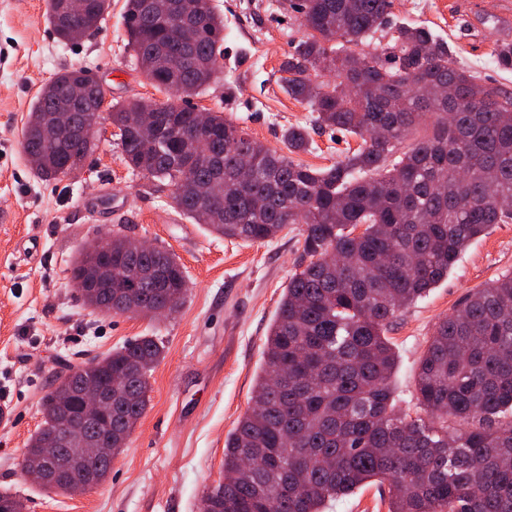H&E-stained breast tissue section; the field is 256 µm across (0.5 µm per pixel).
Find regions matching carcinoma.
Instances as JSON below:
<instances>
[{
  "mask_svg": "<svg viewBox=\"0 0 512 512\" xmlns=\"http://www.w3.org/2000/svg\"><path fill=\"white\" fill-rule=\"evenodd\" d=\"M58 38L97 30L112 0H89L79 16L45 0ZM392 0H289L306 34L281 62L282 86L309 105L312 122L356 136L343 160L314 168L308 129L283 134L288 153L252 138L222 112L197 130L198 95L224 69V19L211 0H126L127 45L162 102L112 105L109 117L130 168L171 188L181 213L228 239L263 242L303 224V260L269 327L265 365L252 406L224 442V481L201 497L200 512H324L326 502L370 481L389 486V512H512V274L469 295L442 319L418 367L423 414H399L391 376V319L448 276L469 242L512 223V92L452 60L448 43L424 25L392 20ZM382 32L386 43L370 41ZM498 67L512 70V43L497 44ZM330 60L333 79L318 80ZM82 70L57 74L32 103L24 152L36 176L57 180L92 149L76 132L50 126ZM354 89L344 94L343 84ZM102 92H89L77 124L97 123ZM144 114L156 128L133 125ZM428 134L411 136L420 127ZM253 161L249 182L241 157ZM89 255L70 279L92 307L112 314L183 305L184 267L156 247L136 255L112 239V285L96 282ZM164 346L142 336L75 368L112 388V454L146 412L150 372ZM56 376L38 433L57 427L78 400ZM31 437L22 460L45 469ZM72 477L101 483L111 464L80 455Z\"/></svg>",
  "mask_w": 512,
  "mask_h": 512,
  "instance_id": "carcinoma-1",
  "label": "carcinoma"
}]
</instances>
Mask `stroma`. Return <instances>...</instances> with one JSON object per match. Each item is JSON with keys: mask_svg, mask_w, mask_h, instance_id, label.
Instances as JSON below:
<instances>
[{"mask_svg": "<svg viewBox=\"0 0 512 512\" xmlns=\"http://www.w3.org/2000/svg\"><path fill=\"white\" fill-rule=\"evenodd\" d=\"M224 18V71L193 98L224 113L269 148L308 125L309 108L282 88L279 66L303 37L281 0H212ZM125 0H112L100 31L59 43L45 0H0V491L26 512H199L207 488L224 478V442L251 405L269 327L302 254L304 227L289 224L270 241L245 243L211 233L174 204L170 190L128 166L110 119L77 179L44 182L21 141L30 104L56 73L81 68L107 104L164 100L127 45ZM507 0H393L396 18L428 25L456 64L512 91V71L492 50ZM296 161L326 167L360 140L312 131ZM142 239L173 252L188 276L183 306L170 317L107 315L86 306L70 283L81 249L100 232ZM512 274V224L473 239L447 278L393 318L396 411L419 413L416 376L434 327L477 289ZM141 336L163 342L149 377V403L106 480L81 495L45 493L20 472L21 452L42 422V398L56 375L89 356ZM388 485L371 484L327 502L325 512H388Z\"/></svg>", "mask_w": 512, "mask_h": 512, "instance_id": "obj_1", "label": "stroma"}]
</instances>
